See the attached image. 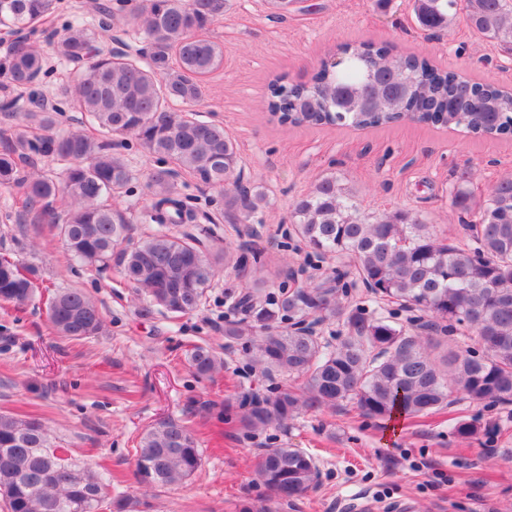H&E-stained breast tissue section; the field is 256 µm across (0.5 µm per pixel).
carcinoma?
Returning <instances> with one entry per match:
<instances>
[{
  "instance_id": "cac0c4a2",
  "label": "carcinoma",
  "mask_w": 512,
  "mask_h": 512,
  "mask_svg": "<svg viewBox=\"0 0 512 512\" xmlns=\"http://www.w3.org/2000/svg\"><path fill=\"white\" fill-rule=\"evenodd\" d=\"M126 2L101 4L93 22L65 26L54 53L86 66L74 82L59 85L56 103L35 109L7 105L0 118L50 130L62 113L58 103L70 102L104 135H131L150 153L224 194V223L255 219L266 205V192L259 182L243 181L224 126L173 109L176 103H196L200 79L223 63L222 48L203 32L224 13L227 0H144L131 14ZM57 9V0H0V27L28 34L0 59V85L26 89L44 71L46 59L34 37ZM412 9L418 24L433 31L462 15L477 35L512 52V0H413ZM113 22L134 27L146 49L131 53L99 46L100 32ZM341 54L339 66L324 63L305 82L272 81L268 112L283 125L363 128L416 120L483 136L512 135V91L372 43L346 45ZM44 156L65 162L60 175L38 170ZM130 179L127 162L112 153V144L79 129L35 142L17 131L0 148V186L23 189V223L59 225L70 255L85 264L117 256L123 278L147 296L142 315L156 307L194 312L228 253L213 230L196 231L198 214L186 205L175 171L165 166L148 178L147 218L156 228L122 247L131 220L110 200ZM468 184L462 176L453 194L454 204L475 216V223L464 225L467 244L438 237L433 225L409 210L362 214L334 176L317 178L294 201V233L306 248L353 260L372 301L423 311L429 320L416 329L376 309L346 306L342 297L355 283L338 269L276 293L266 291L260 278L245 293L228 291L242 318L225 324L224 338L249 344L251 362L263 377L303 380L298 393L275 389L246 400L243 429L279 428L303 408L344 402L374 418L423 417L452 404L454 394L476 405H512V176L497 180L481 201ZM62 195L69 200L63 217L55 209ZM35 288V270L0 253V302L22 309ZM47 314L53 331L72 341L87 339L102 326L98 307L78 289L58 291ZM325 322L344 327L334 345L312 327ZM188 361L199 376L221 366L203 346L193 348ZM135 456L136 475L150 489L190 479L201 462L195 435L174 420L147 428ZM4 474L10 483L0 500L7 512L125 508L108 502L103 473L50 444L37 418L0 412ZM257 475L278 503L289 505L315 485L318 466L305 451L280 444L264 449Z\"/></svg>"
}]
</instances>
